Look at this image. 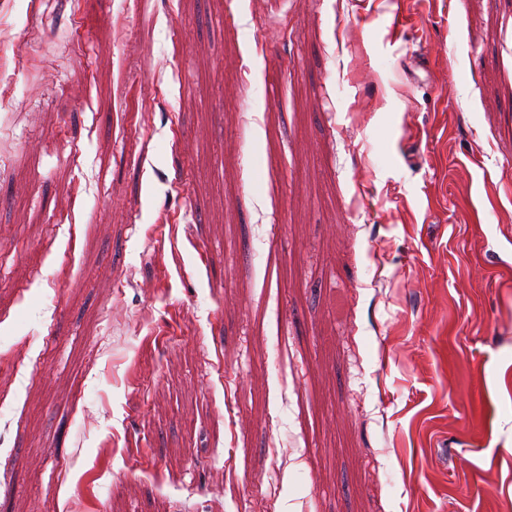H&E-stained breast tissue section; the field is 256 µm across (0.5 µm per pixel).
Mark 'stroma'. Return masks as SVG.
<instances>
[{"instance_id": "1", "label": "stroma", "mask_w": 512, "mask_h": 512, "mask_svg": "<svg viewBox=\"0 0 512 512\" xmlns=\"http://www.w3.org/2000/svg\"><path fill=\"white\" fill-rule=\"evenodd\" d=\"M0 32V512L512 507V0Z\"/></svg>"}]
</instances>
